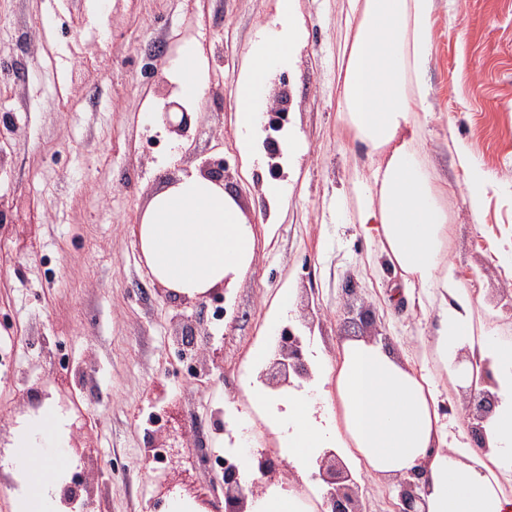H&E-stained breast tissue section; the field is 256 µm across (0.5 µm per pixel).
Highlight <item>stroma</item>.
I'll list each match as a JSON object with an SVG mask.
<instances>
[{
    "mask_svg": "<svg viewBox=\"0 0 512 512\" xmlns=\"http://www.w3.org/2000/svg\"><path fill=\"white\" fill-rule=\"evenodd\" d=\"M423 72L432 112L415 145L442 187L446 253L479 303L475 316L512 338L497 315L512 264V0H435ZM302 36L270 68L267 95L287 84L289 128L306 145L269 174L268 156L238 146L235 95L250 51L277 21V0H0V512L15 479L3 461L18 421L44 403L73 422L70 512H165L186 495L223 503L213 457L225 434L249 436L227 407L249 410L241 380L268 304L284 283L290 321L309 317L312 348L335 356L348 338L386 334L392 349L432 360L420 309L387 304L375 246L356 230L352 183L368 157L338 109L337 47L348 0H296ZM204 88L186 135L161 121L184 46ZM455 134L497 181L473 219L446 137ZM255 232V258L209 298L171 292L150 274L136 232L152 197L207 161ZM274 197H267V190ZM356 293L344 292L347 281ZM198 319L192 346L181 343ZM169 445L159 468L152 448Z\"/></svg>",
    "mask_w": 512,
    "mask_h": 512,
    "instance_id": "stroma-1",
    "label": "stroma"
}]
</instances>
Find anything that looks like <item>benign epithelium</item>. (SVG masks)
Here are the masks:
<instances>
[{"label": "benign epithelium", "instance_id": "benign-epithelium-1", "mask_svg": "<svg viewBox=\"0 0 512 512\" xmlns=\"http://www.w3.org/2000/svg\"><path fill=\"white\" fill-rule=\"evenodd\" d=\"M165 126L177 133L189 128V115L176 100L167 103L163 112ZM312 328V324L302 321L283 328L277 340L273 358L260 375L261 381L273 390L282 387L303 388L312 379L307 359L302 327ZM497 397L487 389L480 391L471 387L462 392V409L470 420L469 432L478 440L485 438L483 424L493 413ZM258 470L262 476L272 479L276 475L277 459L266 450L255 452ZM422 472L414 471L397 479L398 505L396 512H418L415 505L421 501L417 494ZM314 477L321 482L324 490L323 508L325 512H361L358 499L354 496L353 480L348 470L332 450H327L318 460V471ZM224 499L226 512H246L247 499L262 495L258 483L241 482L239 467L224 469Z\"/></svg>", "mask_w": 512, "mask_h": 512}]
</instances>
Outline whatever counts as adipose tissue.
I'll return each instance as SVG.
<instances>
[{"label": "adipose tissue", "instance_id": "obj_1", "mask_svg": "<svg viewBox=\"0 0 512 512\" xmlns=\"http://www.w3.org/2000/svg\"><path fill=\"white\" fill-rule=\"evenodd\" d=\"M280 30L257 42L236 87V123L247 138L259 115L247 91L271 65L288 60L301 37L295 0H279ZM434 0H349L350 40L339 48L344 73L338 108L371 164L355 183L358 232L379 246L399 272L406 300L434 321L430 345L453 388L478 377L459 351L489 363L498 403L484 425L485 447L473 444L466 420L444 411L445 398L426 364L399 360L381 343L349 339L335 358L312 357L321 399L291 391L275 397L256 381L269 345L257 342L248 358L246 389L259 421L278 437V453L297 477L268 489L251 512H319L303 484L322 449L336 451L355 480L392 481L420 469L422 512H512V341L476 323L472 293L448 261V214L432 172L413 149L429 118L421 82L432 44ZM452 147L463 173L465 202L480 216L494 179L460 142ZM152 277L165 288L195 297L223 286L254 258V234L223 183L198 173L180 176L155 194L137 229ZM70 421L46 404L20 424L13 445L27 451L17 464L20 491L14 512H56L74 456Z\"/></svg>", "mask_w": 512, "mask_h": 512}]
</instances>
